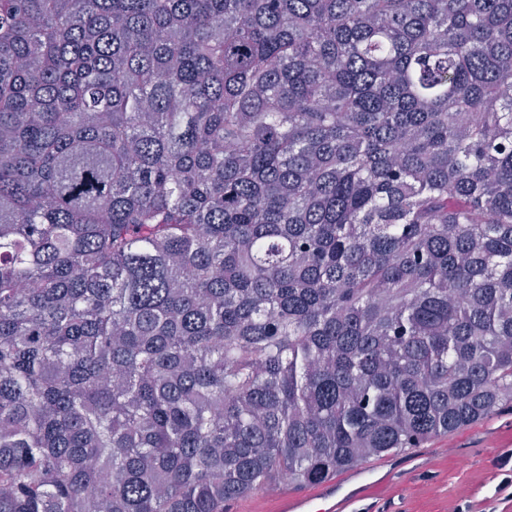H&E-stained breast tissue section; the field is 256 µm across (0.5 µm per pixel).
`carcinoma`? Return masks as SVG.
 Wrapping results in <instances>:
<instances>
[{
	"label": "carcinoma",
	"mask_w": 512,
	"mask_h": 512,
	"mask_svg": "<svg viewBox=\"0 0 512 512\" xmlns=\"http://www.w3.org/2000/svg\"><path fill=\"white\" fill-rule=\"evenodd\" d=\"M512 408V0H0V512H224Z\"/></svg>",
	"instance_id": "obj_1"
}]
</instances>
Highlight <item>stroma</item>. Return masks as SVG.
Returning a JSON list of instances; mask_svg holds the SVG:
<instances>
[{
  "instance_id": "obj_1",
  "label": "stroma",
  "mask_w": 512,
  "mask_h": 512,
  "mask_svg": "<svg viewBox=\"0 0 512 512\" xmlns=\"http://www.w3.org/2000/svg\"><path fill=\"white\" fill-rule=\"evenodd\" d=\"M512 411L376 461L371 512H512Z\"/></svg>"
}]
</instances>
